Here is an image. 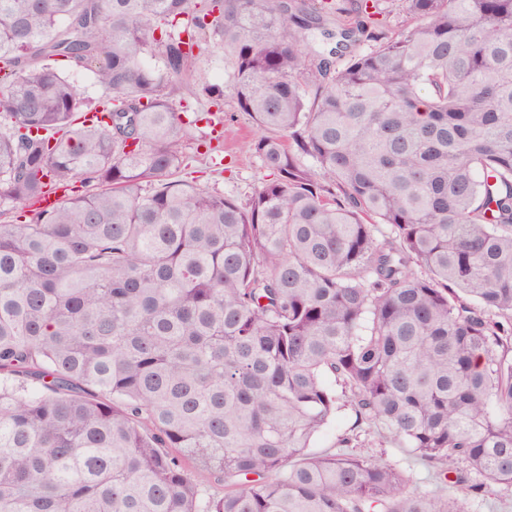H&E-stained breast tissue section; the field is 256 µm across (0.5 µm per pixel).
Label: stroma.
<instances>
[{"label": "stroma", "instance_id": "35a3bbf8", "mask_svg": "<svg viewBox=\"0 0 512 512\" xmlns=\"http://www.w3.org/2000/svg\"><path fill=\"white\" fill-rule=\"evenodd\" d=\"M204 84L224 87L222 124L208 123L211 111L208 101L197 97L196 89ZM174 107L186 123L191 135L189 161L180 172L181 178L196 179L207 188L246 203L255 190L267 179L269 172L261 160L248 151L246 145L257 136L252 119L237 106L233 84L228 76L224 51L216 37L204 44L195 70L182 81V89L174 99ZM364 456L396 464L409 471L414 480L434 488L432 469L416 459L408 449L368 437L361 449ZM466 512H512V489L496 486L475 493L465 486L455 487Z\"/></svg>", "mask_w": 512, "mask_h": 512}]
</instances>
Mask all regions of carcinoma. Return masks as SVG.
I'll list each match as a JSON object with an SVG mask.
<instances>
[{
    "instance_id": "obj_1",
    "label": "carcinoma",
    "mask_w": 512,
    "mask_h": 512,
    "mask_svg": "<svg viewBox=\"0 0 512 512\" xmlns=\"http://www.w3.org/2000/svg\"><path fill=\"white\" fill-rule=\"evenodd\" d=\"M398 2L0 0V512H465L363 436L512 487V0ZM208 34L244 205L175 178ZM354 421L355 415L348 409L343 410L336 420L331 421L322 430L310 450L319 454L336 452L335 445L338 434L352 426Z\"/></svg>"
}]
</instances>
